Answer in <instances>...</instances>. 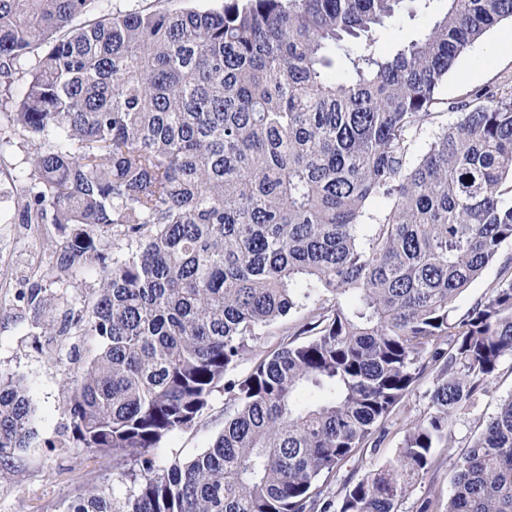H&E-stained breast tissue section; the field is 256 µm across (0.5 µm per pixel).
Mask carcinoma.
I'll use <instances>...</instances> for the list:
<instances>
[{"instance_id":"cac0c4a2","label":"carcinoma","mask_w":512,"mask_h":512,"mask_svg":"<svg viewBox=\"0 0 512 512\" xmlns=\"http://www.w3.org/2000/svg\"><path fill=\"white\" fill-rule=\"evenodd\" d=\"M111 2L0 0V94L25 79L0 113V153L15 134L32 146L0 174L23 223L63 234L40 276L100 280L60 321L37 303L44 333L99 340L68 377L69 447L129 464L124 499L91 491L67 512H313L321 476L384 433L433 365L427 414L336 504L399 512L512 357L511 257L453 317L512 242V72L440 95L512 0ZM420 14L435 15L427 29L381 49L382 30ZM279 332L288 341L254 357ZM219 387L212 446L159 465L151 449ZM479 428L448 452L440 510L418 512H512V395ZM33 434L22 379L0 373V465ZM112 0V10L124 11L131 5H139L140 7L153 9L176 8L179 6H196L203 8L216 7L220 2L218 0ZM511 256L512 243L505 244L502 248L500 259L488 266L482 275L474 280L469 288L458 296L454 303V314L456 317H461L466 314L467 311L488 292L490 285L497 278L500 263Z\"/></svg>"}]
</instances>
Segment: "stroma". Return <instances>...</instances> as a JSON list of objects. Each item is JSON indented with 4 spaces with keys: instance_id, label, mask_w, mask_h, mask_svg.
Returning <instances> with one entry per match:
<instances>
[{
    "instance_id": "obj_1",
    "label": "stroma",
    "mask_w": 512,
    "mask_h": 512,
    "mask_svg": "<svg viewBox=\"0 0 512 512\" xmlns=\"http://www.w3.org/2000/svg\"><path fill=\"white\" fill-rule=\"evenodd\" d=\"M512 71V20L491 28L485 37L469 48L457 61L441 89L445 99H456L468 90L496 80ZM53 225L43 224L28 230L19 224H0V371L23 377L33 409L34 434L28 447L10 466L0 467V512H66L70 501L90 489L122 498L128 487L115 478L112 459L100 458L64 447L70 432L66 411L71 395L67 377L80 370L97 348L92 336L38 334L33 326L37 315L18 299L19 292L42 288L55 294L62 304L89 308L98 285L94 272L78 275L76 280L51 282L33 276L31 269L49 252L48 243L57 239ZM436 374L426 368L416 384L399 404L392 424L377 447H368L342 462L323 485L329 499L342 496L350 479L396 455L408 421L422 418L428 411V392ZM512 395V358H503L486 394L480 395L469 414L457 418L451 427L452 449L463 450L477 425L495 414L500 400ZM224 428V391L215 389L207 412L195 426L169 435L154 455L160 465L173 459L187 460L207 448ZM449 449V450H452ZM449 450L439 448V465L421 481L406 499L402 512H417L420 503L434 489L443 494L452 491Z\"/></svg>"
}]
</instances>
